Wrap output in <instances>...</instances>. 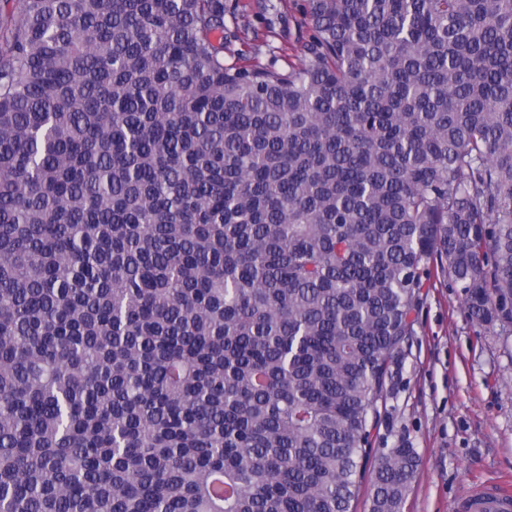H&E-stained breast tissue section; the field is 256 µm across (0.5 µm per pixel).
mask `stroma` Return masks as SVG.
<instances>
[{
	"mask_svg": "<svg viewBox=\"0 0 512 512\" xmlns=\"http://www.w3.org/2000/svg\"><path fill=\"white\" fill-rule=\"evenodd\" d=\"M238 4L240 37L225 49L226 63L273 58L286 69L302 62L301 0H282L288 27L275 36L256 19V0ZM402 357L397 385L378 405L371 445L403 433L417 450L403 512H456L487 486L512 488V330L472 323L459 290L438 270L421 292Z\"/></svg>",
	"mask_w": 512,
	"mask_h": 512,
	"instance_id": "stroma-1",
	"label": "stroma"
}]
</instances>
